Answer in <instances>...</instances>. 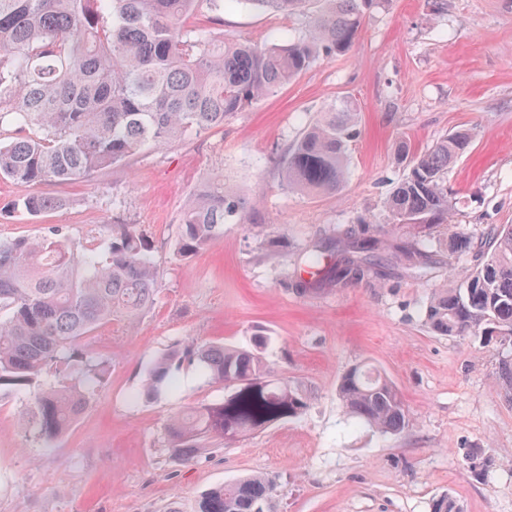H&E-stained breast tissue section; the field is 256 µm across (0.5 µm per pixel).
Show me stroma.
Returning a JSON list of instances; mask_svg holds the SVG:
<instances>
[{"label": "stroma", "instance_id": "1", "mask_svg": "<svg viewBox=\"0 0 512 512\" xmlns=\"http://www.w3.org/2000/svg\"><path fill=\"white\" fill-rule=\"evenodd\" d=\"M211 31L258 45L285 43L301 19L200 0ZM359 106L349 174L333 194L280 185V165L305 126L328 105ZM468 128L473 141L448 169L453 218L417 237L391 223L385 201L407 172L397 148L415 152ZM223 177L257 212L187 260L174 256L182 212L196 186ZM69 198L40 216L17 208L34 192ZM134 224L153 246L154 303L127 328L115 321L90 339L110 365L105 384L52 449L21 416L34 392L0 391V512H196L212 488L264 473L277 485L276 512H432L443 494L462 512H512V398L495 381L512 339L439 336L425 323L432 288L475 262L448 256L445 232L480 239L512 225V0H390L367 16L350 52L323 57L295 81L221 128L148 149L74 184L0 180V239L63 227L71 240ZM391 245L414 244L430 264L417 274L401 257L379 274L300 291L306 257L364 228ZM275 372L308 397L299 417L232 444H213L192 463L172 460L166 424L182 407L224 396L183 363L177 392L136 399L147 370L188 340L250 346L257 331ZM367 364L398 388L410 423L397 434L357 424L338 399L342 374Z\"/></svg>", "mask_w": 512, "mask_h": 512}]
</instances>
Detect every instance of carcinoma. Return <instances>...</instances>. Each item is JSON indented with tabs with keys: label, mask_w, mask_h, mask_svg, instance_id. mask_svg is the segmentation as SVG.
Listing matches in <instances>:
<instances>
[{
	"label": "carcinoma",
	"mask_w": 512,
	"mask_h": 512,
	"mask_svg": "<svg viewBox=\"0 0 512 512\" xmlns=\"http://www.w3.org/2000/svg\"><path fill=\"white\" fill-rule=\"evenodd\" d=\"M199 0H0V132L32 134L0 143V178L19 183L88 180L140 152L191 132L224 127V118L288 85L322 57L350 51L364 21L385 0H212L214 10L243 5L308 18L304 37L256 45L188 25ZM358 107L350 98L329 105L289 149L281 185L304 194L334 193L348 173V144L357 134ZM472 143L458 129L425 151L398 154L406 178L387 209L399 224L426 228L450 223L448 165ZM69 205L61 196L32 194L18 202L31 216ZM256 207L224 185L205 179L185 209L174 255L189 259L224 236V225ZM448 256L473 250L482 261L434 289L425 320L441 336L493 329L512 337V225L491 227L480 243L449 236ZM414 267L426 252L390 247L367 229L337 254L315 251L313 280L301 286L359 280L389 250ZM157 271L151 247L134 224H114L102 242L76 245L57 228L40 237L0 240V388L39 386L23 413L43 448L77 421L109 365L88 339L112 321L136 323L154 301ZM258 333L249 349L191 341L148 370L144 395L174 386L186 360L212 383L229 389L215 403L191 404L167 423L169 456L189 463L212 441L238 442L307 407V398L276 377ZM339 399L359 422L396 434L408 425L396 386L365 366L341 377ZM276 490L257 474L213 488L197 512H271Z\"/></svg>",
	"instance_id": "carcinoma-1"
}]
</instances>
